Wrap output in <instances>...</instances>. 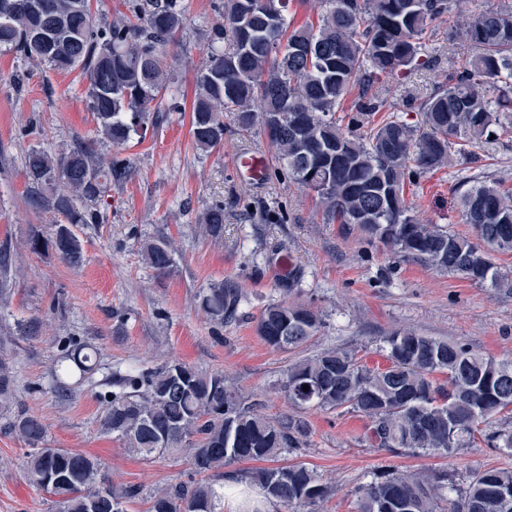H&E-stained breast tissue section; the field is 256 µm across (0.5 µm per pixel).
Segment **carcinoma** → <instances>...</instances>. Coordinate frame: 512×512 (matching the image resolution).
<instances>
[{
	"label": "carcinoma",
	"instance_id": "cac0c4a2",
	"mask_svg": "<svg viewBox=\"0 0 512 512\" xmlns=\"http://www.w3.org/2000/svg\"><path fill=\"white\" fill-rule=\"evenodd\" d=\"M0 0V51L13 52L56 72L79 69L88 81V106L101 138L116 149L142 139L157 125L162 101L173 92L167 49L187 22L185 0H128V14L99 25L91 0ZM290 0H222L212 28L208 62L196 74L191 135L202 150L224 144V116L241 134L258 130L275 148L288 179L315 196L329 224L356 230L370 242L440 274L512 289L490 252L512 253V189L502 180L476 181L460 193L465 223L476 239L423 224L406 200L408 183L445 168L454 157L479 160L478 150L512 133V6L469 15L458 27L466 45L452 79L408 110L411 125L385 111L379 83L428 67L425 40L435 22L462 13V0H319L317 22L296 27ZM354 96L349 109L344 101ZM130 172L124 158L100 155L78 141L51 154L32 150L24 174L32 205L62 215L49 235L32 231L31 252L52 251L72 266L83 248L72 227L101 224L112 185ZM204 235L224 237V206L199 216ZM144 258L160 274L175 267L174 242H147ZM240 302L224 281L203 291L200 306L224 323ZM322 325L304 303L286 299L262 311L261 341L275 351L306 345ZM382 367L356 353L325 350L288 365L280 390L293 413L272 420L262 403L222 373L178 360L155 369L129 370L103 396L101 429L133 452L151 458L187 449L201 473L221 474L245 460H271L305 446L310 408L356 413L368 420L369 446L452 456L476 441L512 453V360H496L462 340L412 330L381 337ZM92 370V355L75 347L58 365L57 389ZM444 377L437 383L436 376ZM309 386L305 391L302 386ZM0 414L26 445L30 484L54 497L58 512H126L135 486L112 484L97 460L46 445L38 416L15 409L14 364L0 350ZM261 494L289 512L328 496L314 470L301 463L248 474ZM210 481L176 483L156 491L151 512H217ZM356 512H512V470L486 469L458 484L446 471L393 472L360 488Z\"/></svg>",
	"mask_w": 512,
	"mask_h": 512
}]
</instances>
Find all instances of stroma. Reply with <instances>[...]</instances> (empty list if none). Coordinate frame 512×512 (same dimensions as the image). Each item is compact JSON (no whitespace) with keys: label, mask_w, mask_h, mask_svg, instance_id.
Listing matches in <instances>:
<instances>
[{"label":"stroma","mask_w":512,"mask_h":512,"mask_svg":"<svg viewBox=\"0 0 512 512\" xmlns=\"http://www.w3.org/2000/svg\"><path fill=\"white\" fill-rule=\"evenodd\" d=\"M187 2L188 20L171 62L184 95L182 109L166 113L158 128L129 148L117 152L99 144L101 154L129 159L131 172L113 186L103 223L76 227L84 253L78 267L28 249L31 229L46 231L64 218L29 206L24 157L32 149L57 153L74 140L94 137L87 80L78 70L58 73L0 53V245L10 249L0 336L12 339L17 400L43 419L50 447L90 455L112 483L139 487L127 512H149L157 489L199 474L189 453L148 460L101 431L100 395L111 390L114 373L177 359L232 378L268 417L287 416L291 408L279 385L292 355L266 346L255 327L264 308L283 298L289 275L299 279L294 300L322 318L303 354L355 349L367 365L381 366L380 337L406 328L512 359V291L435 273L358 232L325 223L311 196L275 175V153L263 134L244 136L231 128L223 146H196L189 96L207 61L219 0ZM426 49L430 69L385 80L380 89L388 109L411 124L420 115L405 111V103L447 81L465 52L443 20ZM249 154L261 155L270 168L261 184L236 173L237 158ZM475 178L502 179L512 187V137L481 150L478 162L426 175L408 187L406 197L423 223L470 238L474 230L464 223L457 199L462 184ZM216 203L224 206L219 244L198 231L199 215ZM162 237L177 247V267L168 275L156 274L141 253L146 241ZM215 280L241 293L236 318L221 325L210 323L199 306L200 293ZM32 319L42 324L39 335H18V323ZM71 340L88 348L95 368L64 395L55 387V368ZM306 418L313 429L308 445L278 462H300L319 475L330 489L321 512H354L356 491L387 472L445 470L460 482L472 470L512 469L511 455L482 443L449 458L395 456L368 446L367 421L357 414L314 408ZM24 448L0 417V512H57L54 497L28 482Z\"/></svg>","instance_id":"stroma-1"}]
</instances>
